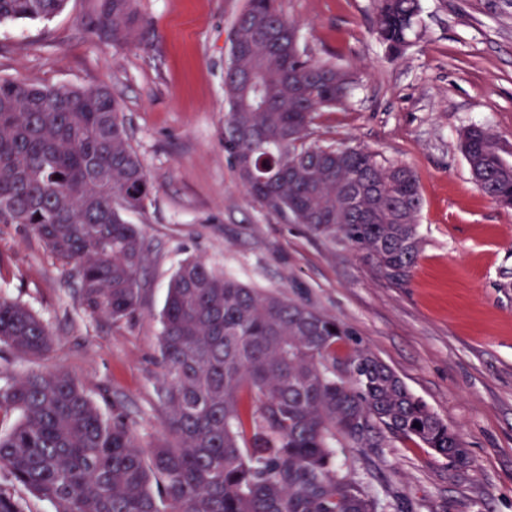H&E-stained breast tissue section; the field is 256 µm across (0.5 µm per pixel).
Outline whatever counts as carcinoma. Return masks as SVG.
Returning <instances> with one entry per match:
<instances>
[{"label": "carcinoma", "instance_id": "carcinoma-1", "mask_svg": "<svg viewBox=\"0 0 512 512\" xmlns=\"http://www.w3.org/2000/svg\"><path fill=\"white\" fill-rule=\"evenodd\" d=\"M66 0H0L4 20H50ZM419 0H377L374 31L398 56ZM134 0H100L97 26L126 42ZM241 51L224 72V150L263 208L406 279L421 251L414 171L360 147L312 141L315 114L347 98L353 76L311 59L280 0H245ZM461 150L478 186L512 208V164L487 127ZM151 191L122 106L106 86L42 88L0 79V224H23L71 267L84 307L128 319L142 295L148 245L124 213ZM163 440L143 445L121 416L104 417L66 373L38 371L0 387V475L55 512H383L344 473L336 448L374 445L385 430L451 465L469 463L458 433L338 320L283 295L258 293L199 259L173 274L160 314ZM47 326L0 297V346L25 358L51 349ZM419 426H414V423ZM0 512H24L0 486Z\"/></svg>", "mask_w": 512, "mask_h": 512}]
</instances>
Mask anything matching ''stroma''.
<instances>
[{
    "mask_svg": "<svg viewBox=\"0 0 512 512\" xmlns=\"http://www.w3.org/2000/svg\"><path fill=\"white\" fill-rule=\"evenodd\" d=\"M98 0H67L48 21L0 23V78L108 86L152 184L127 213L150 248L135 316L87 312L75 279L21 224H0V296L48 327L52 350L0 349V387L39 370L80 381L104 416L143 443L161 437L159 336L169 281L187 258L306 304L348 327L450 428L465 468L382 432L344 443L345 472L384 512H512V210L473 180L459 150L482 124L512 150V0H420L400 57L373 31L375 0H281L314 59L355 79L345 106L319 113L312 139L411 167L423 198L422 249L407 282L348 247L269 213L224 150V67L243 0H135L131 40L96 30Z\"/></svg>",
    "mask_w": 512,
    "mask_h": 512,
    "instance_id": "stroma-1",
    "label": "stroma"
}]
</instances>
